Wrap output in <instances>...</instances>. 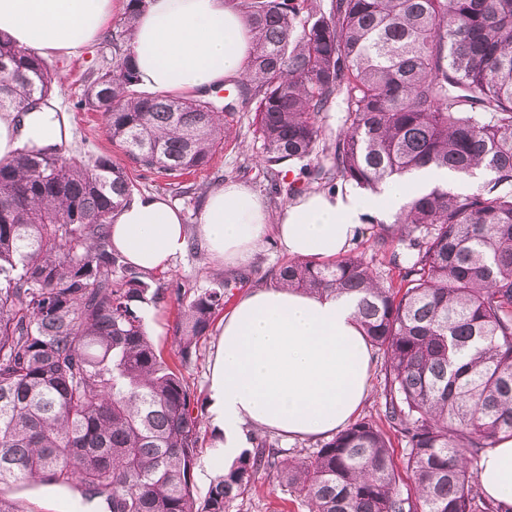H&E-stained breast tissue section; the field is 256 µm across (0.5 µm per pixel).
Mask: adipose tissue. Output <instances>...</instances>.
<instances>
[{"instance_id":"ef3b65f1","label":"adipose tissue","mask_w":512,"mask_h":512,"mask_svg":"<svg viewBox=\"0 0 512 512\" xmlns=\"http://www.w3.org/2000/svg\"><path fill=\"white\" fill-rule=\"evenodd\" d=\"M116 0H0V36L16 46L67 56L97 42ZM253 34L230 0H150L130 52L141 87L196 94L245 77ZM52 110L0 113V158L26 139L59 141ZM425 177H395L376 195L304 193L272 214L259 194L227 182L207 198L200 235L219 263H245L266 229L288 255L331 258L346 252L366 215L395 212L425 185ZM112 245L148 272L167 269L186 247L177 207L156 194L136 198L112 219ZM370 349L346 296H313L258 287L225 316L211 369L210 412L224 431V454L248 447L250 429L290 438H323L346 425L369 392ZM491 498L512 503V439L478 463Z\"/></svg>"}]
</instances>
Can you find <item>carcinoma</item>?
Masks as SVG:
<instances>
[{
  "mask_svg": "<svg viewBox=\"0 0 512 512\" xmlns=\"http://www.w3.org/2000/svg\"><path fill=\"white\" fill-rule=\"evenodd\" d=\"M147 0H127L112 67L83 78L77 108L101 113L132 164L180 177L209 163L235 106L140 94L129 52ZM255 41L237 98L255 105L277 195L376 192L421 170L486 175L411 197L374 237L411 262L395 282L361 254L294 260L278 286L348 295L383 359V409L299 458L267 439L194 473L202 406L184 371L230 283L190 300L166 358L146 332L166 298L112 247L126 169L28 141L0 159V487L76 491V512H229L257 477L304 492L311 512H512L477 464L512 438V0H240ZM53 91L48 61L0 38V111ZM343 128L323 141L332 99ZM298 177L287 180L290 164ZM400 437L395 458L383 426Z\"/></svg>",
  "mask_w": 512,
  "mask_h": 512,
  "instance_id": "1",
  "label": "carcinoma"
}]
</instances>
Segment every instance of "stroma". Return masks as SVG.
<instances>
[{"label":"stroma","instance_id":"35a3bbf8","mask_svg":"<svg viewBox=\"0 0 512 512\" xmlns=\"http://www.w3.org/2000/svg\"><path fill=\"white\" fill-rule=\"evenodd\" d=\"M124 7H117L108 22L104 36L98 42L87 46L76 54L64 57L49 56L48 61L54 74V98L61 112L66 116L71 139L64 145L63 153L68 157H81L92 152L111 156L114 163L125 167L134 184L135 195L159 193L177 205L183 215L187 235L198 232L197 224L201 213L200 205L189 201L181 189L197 184L213 190L232 180L250 187L265 196L270 213H278L286 204L285 199H270L260 163L261 141L257 133L254 106L238 105L233 124L226 138L217 147L208 165L194 174L182 177H168L148 173L135 168L125 157L118 145L112 144L103 130L99 113L74 109L73 104L81 93L82 75L111 67L112 36L123 16ZM289 255L273 234H266L253 262L243 268L215 263L208 251L195 254L189 251L178 255L169 269L155 273L154 284L165 289L166 299L156 309L147 323V330L156 347L163 354L175 349V325L179 313V300H191L202 289L212 287L220 278H232L233 284L225 299V310L232 309L237 299L248 289L270 284L272 269L287 263ZM224 322L223 313L216 314L210 332L200 348L186 375L194 386L200 402L208 400L209 366L214 345ZM222 435L213 426L210 418H203L201 424V462L194 474L198 493H206L211 481L224 463L221 447ZM241 512H309V505L303 493L288 488L275 476H260L256 488Z\"/></svg>","mask_w":512,"mask_h":512}]
</instances>
